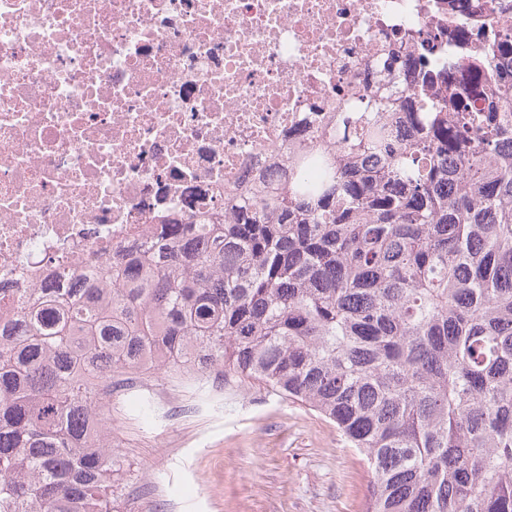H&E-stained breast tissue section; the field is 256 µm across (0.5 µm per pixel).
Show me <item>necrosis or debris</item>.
<instances>
[{
  "mask_svg": "<svg viewBox=\"0 0 512 512\" xmlns=\"http://www.w3.org/2000/svg\"><path fill=\"white\" fill-rule=\"evenodd\" d=\"M397 35L471 93L512 0H0V289L27 301L283 180Z\"/></svg>",
  "mask_w": 512,
  "mask_h": 512,
  "instance_id": "obj_1",
  "label": "necrosis or debris"
}]
</instances>
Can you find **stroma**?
<instances>
[{
	"label": "stroma",
	"mask_w": 512,
	"mask_h": 512,
	"mask_svg": "<svg viewBox=\"0 0 512 512\" xmlns=\"http://www.w3.org/2000/svg\"><path fill=\"white\" fill-rule=\"evenodd\" d=\"M114 383L118 512H363L373 474L316 411L218 370L130 371Z\"/></svg>",
	"instance_id": "35a3bbf8"
}]
</instances>
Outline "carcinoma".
I'll return each mask as SVG.
<instances>
[{
    "label": "carcinoma",
    "mask_w": 512,
    "mask_h": 512,
    "mask_svg": "<svg viewBox=\"0 0 512 512\" xmlns=\"http://www.w3.org/2000/svg\"><path fill=\"white\" fill-rule=\"evenodd\" d=\"M408 50L385 46L408 87L378 65L287 181L0 324V512H117L112 379L178 366L334 422L374 473L365 512H512V80L451 95Z\"/></svg>",
    "instance_id": "carcinoma-1"
}]
</instances>
